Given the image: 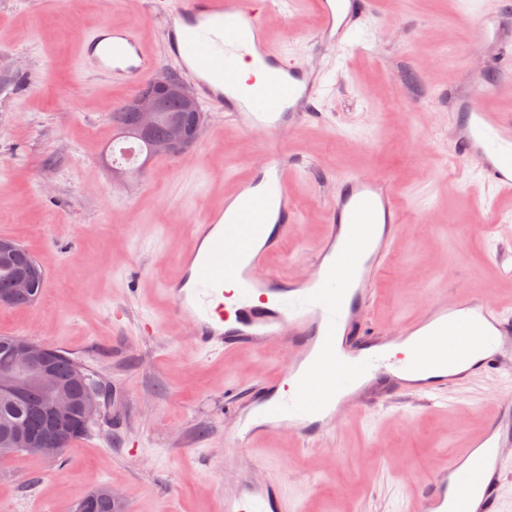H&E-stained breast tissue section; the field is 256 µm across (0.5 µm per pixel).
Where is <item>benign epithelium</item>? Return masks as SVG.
<instances>
[{"label":"benign epithelium","instance_id":"1","mask_svg":"<svg viewBox=\"0 0 512 512\" xmlns=\"http://www.w3.org/2000/svg\"><path fill=\"white\" fill-rule=\"evenodd\" d=\"M180 97L188 117L171 124L163 140L151 138V131L160 117L162 101L169 96ZM131 113V129L136 136L148 143L150 150L163 156L178 157L192 148L199 138L203 115L189 87L177 76L166 73L152 77L149 89L125 108ZM41 387L47 394L45 415L51 422L70 418L72 402L67 390L61 387L54 373V359L48 345L28 338L15 343L12 369L0 378V398L19 400L33 386ZM23 452L41 457L47 462L59 459L63 449L41 448L38 442L21 427L14 434L0 441V460L12 461Z\"/></svg>","mask_w":512,"mask_h":512}]
</instances>
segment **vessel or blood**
Masks as SVG:
<instances>
[{"instance_id":"1","label":"vessel or blood","mask_w":512,"mask_h":512,"mask_svg":"<svg viewBox=\"0 0 512 512\" xmlns=\"http://www.w3.org/2000/svg\"><path fill=\"white\" fill-rule=\"evenodd\" d=\"M378 7V0H319L318 46L357 53L350 34ZM291 0H173L164 14L167 51L194 76L201 102L224 111L246 132L263 133V159L250 180L195 225V248L176 255L179 276L162 287L173 312L205 351L285 348L283 391L260 387L235 402L238 430L233 448L254 447L268 432H289L302 449L321 446L336 423L367 405L397 394L434 395L471 374L498 377L512 369V313L483 298L460 294L455 302L432 300L426 314L397 328L377 330L366 314L385 268L400 212L387 175L361 173L342 180L329 206V224L308 276L292 279L269 264L296 227L289 201L286 130L310 119L319 93L316 76L288 59L271 41L270 14H287ZM484 81L448 94L465 132L458 158L478 165L495 189L512 192V113L492 108L501 85L512 84V12L479 29ZM264 71L265 80L243 88L240 60ZM80 68L112 80L137 83L158 65L143 45L141 27L97 26L77 40ZM484 336L477 355L460 352L455 368L406 362L403 350L421 337L446 334L449 325ZM512 446V403L502 405L488 431L472 441L477 472L465 459L442 464L413 500L409 512H500L505 450ZM224 512H291L279 480L240 474L224 489Z\"/></svg>"}]
</instances>
